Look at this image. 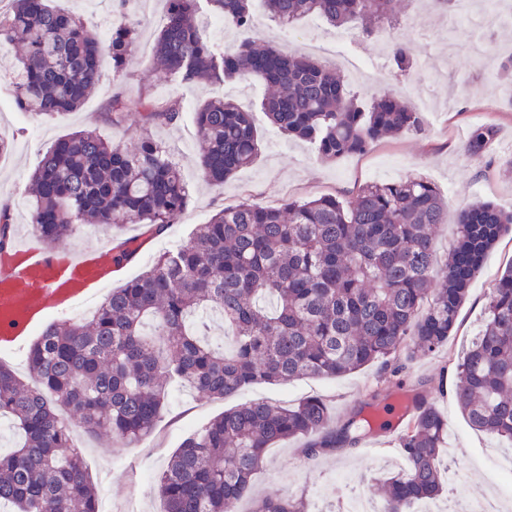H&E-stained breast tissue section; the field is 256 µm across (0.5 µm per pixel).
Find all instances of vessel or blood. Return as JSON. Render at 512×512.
<instances>
[{"mask_svg":"<svg viewBox=\"0 0 512 512\" xmlns=\"http://www.w3.org/2000/svg\"><path fill=\"white\" fill-rule=\"evenodd\" d=\"M124 268L113 248L73 253L13 241L10 253L0 256V342L16 343L49 314L73 310Z\"/></svg>","mask_w":512,"mask_h":512,"instance_id":"vessel-or-blood-1","label":"vessel or blood"}]
</instances>
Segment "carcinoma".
Wrapping results in <instances>:
<instances>
[{"mask_svg":"<svg viewBox=\"0 0 512 512\" xmlns=\"http://www.w3.org/2000/svg\"><path fill=\"white\" fill-rule=\"evenodd\" d=\"M0 9V51L21 48L14 69L18 109L53 119L78 110L97 85L104 61L126 77L135 27L103 40L52 0H7ZM240 30L216 47L196 21L198 0H167L153 65L184 84L223 85L258 78L274 92L261 103L284 133L316 144L334 161L381 137L423 131L420 113L385 92L358 101L336 71L307 55L287 54L252 38V0H207ZM284 25L315 15L329 24L381 29L401 0H263ZM396 74L414 65L412 49L391 43ZM142 124L174 125L178 99L150 91L137 101ZM129 110L118 92L106 108L114 125ZM204 178L222 184L259 153L251 114L230 99L195 112ZM497 135L484 124L463 149L482 159ZM31 226L46 245L91 224L112 232L139 224L153 235L185 210L189 192L170 150L143 139L137 148L82 129L57 139L30 176ZM448 200L422 176L361 186L348 201L331 195L279 206L244 199L198 224L189 241L159 255L112 292L84 321L50 323L30 345L34 384L0 363V418L17 447L0 452V504L13 512H99L96 486L66 414L93 436L133 443L154 429L170 387L225 399L257 384L302 377L337 378L387 367L413 345L432 353L448 344L467 290L487 251L512 228V212L475 203L458 214L456 245L434 263V233ZM12 218L0 207V253L10 249ZM222 317L226 340L208 337L206 318ZM456 397L468 424L512 442V268L497 280L485 325L456 366ZM413 423L399 437L408 469L380 482L385 512H408L444 485L440 455L448 422L418 393ZM354 408L338 425L326 403L295 406L254 400L224 411L185 438L158 480L162 512H240L269 449L306 439L310 459L354 447L371 425ZM250 512H306L294 496H272Z\"/></svg>","mask_w":512,"mask_h":512,"instance_id":"1","label":"carcinoma"}]
</instances>
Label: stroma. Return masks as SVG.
<instances>
[{
    "label": "stroma",
    "instance_id": "obj_1",
    "mask_svg": "<svg viewBox=\"0 0 512 512\" xmlns=\"http://www.w3.org/2000/svg\"><path fill=\"white\" fill-rule=\"evenodd\" d=\"M55 2L83 18L102 36L124 18H135L138 37L124 82L113 81L111 66L103 65L98 85L81 109L48 120L37 121L18 111L12 84L15 56L10 53L0 58V136L11 143L9 153L0 157V200L10 204L14 232L30 228L27 181L46 147L85 128L128 147L145 136L162 142L178 160L190 191L185 211L164 234L142 248L125 272L129 278L143 272L171 246L182 245L195 226L205 223L217 209L242 199L278 205L288 199L301 201L330 194L346 201L363 184L421 174L448 198L450 220L438 227L434 237L436 259L441 265L456 242L454 218L460 209L481 199L512 210V174L503 167L504 159L512 156V88L497 77L500 59L512 54V24L487 34L474 21L450 24L446 11L421 0H402L400 22L387 35L368 34L350 26L334 27L317 17L303 19L284 32L267 13L255 14L253 35L259 41L289 53L313 55L331 68L338 67L343 57L358 63L366 72L365 78L347 80L346 85L362 102L387 91L412 105L422 95L431 102V111L422 115L423 133L384 138L364 153L327 161L313 143L287 137L270 124L261 110L266 94L262 83L187 86L154 68V41L166 19V0H151L145 7L130 0L122 12L114 8L112 0ZM393 38L408 42L416 57L415 65L403 77L394 71L389 44ZM144 87L158 98H181V121L146 129L133 107L126 112L122 126H111L105 108L113 93H123L133 101ZM215 97L233 99L251 112L261 146L252 166L222 184L205 181L196 164L195 111L199 104ZM483 124L495 125L499 135L488 156L475 161L466 156L463 143L470 128ZM511 263L512 231L486 254L482 271L472 280L461 309L462 324L452 332L447 347L433 354L414 347L406 349L408 361L400 376L390 377L373 365L336 379L300 378L286 384L253 386L224 400L179 388L171 393L153 432L138 442L127 444L76 431V442L83 450L105 512H161L156 475L187 436L226 409L259 398L292 406L317 396L340 422L352 408L370 403L373 391L391 397L400 392L412 396L423 388L448 421L443 459L457 465V478L446 483L445 496L467 501L490 492L501 501L500 512H512V487L505 485L495 491L489 484L494 464L512 457V445L471 429L454 395L455 363L481 332L490 291ZM303 447V441L291 439L269 450L266 463L253 479L251 499L242 505L244 512H249L254 501L287 494L304 498L307 512H337L351 489H369L374 478L395 474L405 466L398 436L389 431L381 437L379 447L370 450L359 445L310 460Z\"/></svg>",
    "mask_w": 512,
    "mask_h": 512
}]
</instances>
